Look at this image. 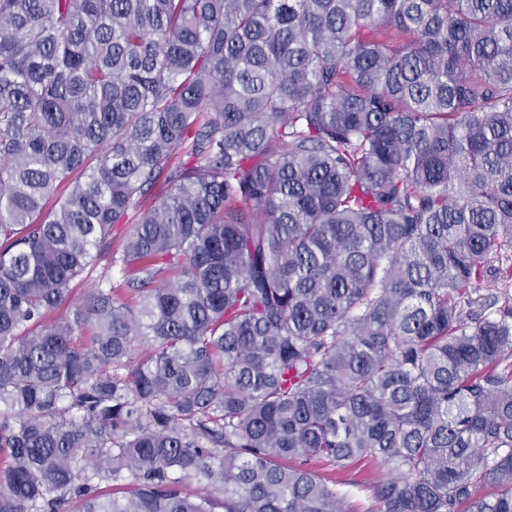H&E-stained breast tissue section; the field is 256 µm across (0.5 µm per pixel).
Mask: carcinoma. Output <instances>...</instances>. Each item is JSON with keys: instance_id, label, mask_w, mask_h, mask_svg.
Segmentation results:
<instances>
[{"instance_id": "obj_1", "label": "carcinoma", "mask_w": 512, "mask_h": 512, "mask_svg": "<svg viewBox=\"0 0 512 512\" xmlns=\"http://www.w3.org/2000/svg\"><path fill=\"white\" fill-rule=\"evenodd\" d=\"M511 247L512 0H0V512H512ZM104 267L105 266L103 264L90 267L81 277L77 278L71 284V298H73L75 302L81 301L84 298L87 289L100 279L104 271ZM318 472L326 478L344 479L347 484L344 490L348 492L346 506L351 512H366L376 505L373 488L385 476L386 468L374 462L357 464L344 472L334 471L326 464H319Z\"/></svg>"}]
</instances>
